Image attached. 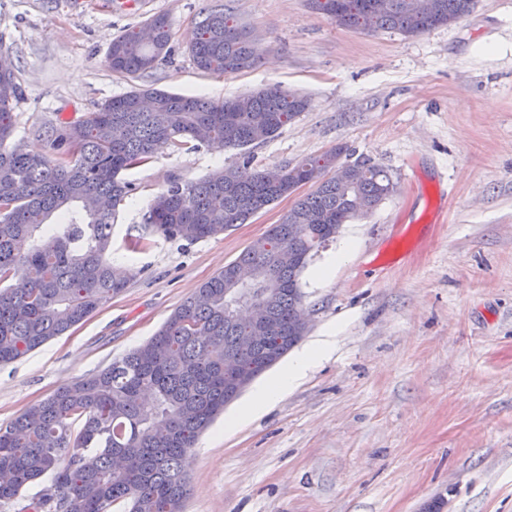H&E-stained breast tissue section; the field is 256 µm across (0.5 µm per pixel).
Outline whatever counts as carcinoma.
Wrapping results in <instances>:
<instances>
[{
  "label": "carcinoma",
  "instance_id": "carcinoma-1",
  "mask_svg": "<svg viewBox=\"0 0 512 512\" xmlns=\"http://www.w3.org/2000/svg\"><path fill=\"white\" fill-rule=\"evenodd\" d=\"M433 3L418 11L414 0H315L338 26L404 36L449 25L476 0ZM145 27L150 40L140 30L112 40V71L134 78L168 52V19L153 16ZM190 55L200 71L223 75L260 58L251 34L222 9L197 23ZM19 93L14 71L0 73V366L71 331L126 288L131 273L117 276L109 259L116 211L133 191L125 172L162 145L239 149L265 141L309 105L278 86L221 102L135 87L85 117L50 125L45 152L32 154L11 145ZM346 152L338 145L286 165L276 182L248 161L219 167L155 197L145 230L192 243L246 223L303 179L314 184L149 340L0 426V503L50 473L53 486L26 512H109L122 500L129 512H183L199 434L307 334L300 276L309 261L334 240L336 225L394 192L383 168L349 162ZM243 335L262 340L241 351Z\"/></svg>",
  "mask_w": 512,
  "mask_h": 512
}]
</instances>
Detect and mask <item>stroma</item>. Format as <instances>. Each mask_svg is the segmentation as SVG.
<instances>
[{
	"mask_svg": "<svg viewBox=\"0 0 512 512\" xmlns=\"http://www.w3.org/2000/svg\"><path fill=\"white\" fill-rule=\"evenodd\" d=\"M224 8L259 62L206 74L189 54L203 13ZM168 17L170 53L132 78L106 63L115 36ZM0 52L21 85L14 144L43 151L57 115L80 117L132 87L225 98L274 85L309 106L241 149L163 146L126 173L112 226L124 291L83 324L0 367V426L61 384L143 343L234 261L292 198L193 243L140 232L172 181L250 158L275 169L332 147L388 171L396 191L342 226L301 275L306 342L333 347L302 383L225 432L243 390L199 438L184 512H512V0H477L417 36L337 26L310 0H0ZM356 252L327 280L340 241Z\"/></svg>",
	"mask_w": 512,
	"mask_h": 512,
	"instance_id": "stroma-1",
	"label": "stroma"
}]
</instances>
